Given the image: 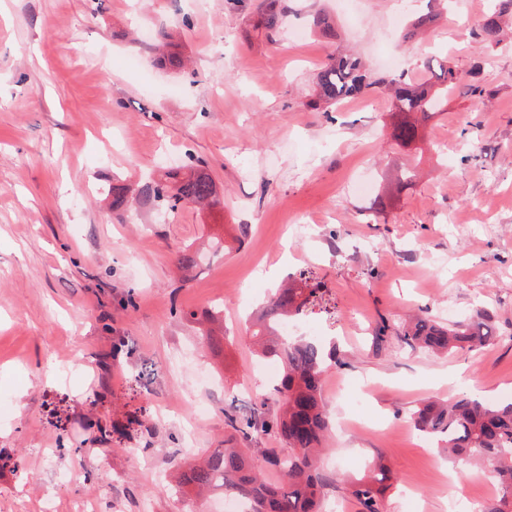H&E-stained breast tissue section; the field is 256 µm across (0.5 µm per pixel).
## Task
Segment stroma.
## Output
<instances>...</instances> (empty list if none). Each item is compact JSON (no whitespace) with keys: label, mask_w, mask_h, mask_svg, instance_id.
Wrapping results in <instances>:
<instances>
[{"label":"stroma","mask_w":512,"mask_h":512,"mask_svg":"<svg viewBox=\"0 0 512 512\" xmlns=\"http://www.w3.org/2000/svg\"><path fill=\"white\" fill-rule=\"evenodd\" d=\"M258 2L0 0V512H39L45 498L58 512L82 501L212 512L179 474L239 443L227 414L252 412L279 384L244 320L303 269L328 309L300 329L341 359L324 379L323 512H358L336 475L362 476L379 457L396 476L384 512H450L494 494L480 469L457 483L407 413L472 394L512 400V46L474 40L487 0H457L409 41L425 0H287L274 42L253 27ZM317 8L336 39L311 32ZM163 26L190 69L144 58L136 38ZM341 48L371 72L416 79L445 58L462 85L397 150L390 98L319 104L316 74ZM473 80L482 97L466 94ZM189 154L223 207L116 218L113 181L139 184ZM406 165L419 181L373 210ZM238 224L250 227L239 243ZM186 248L203 261L184 267ZM214 306L235 334L217 351L197 321ZM424 310L444 323L484 311L497 335L475 351L412 349L397 330ZM146 365L157 373L143 386ZM98 420L117 434L97 438Z\"/></svg>","instance_id":"obj_1"}]
</instances>
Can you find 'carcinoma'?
Instances as JSON below:
<instances>
[{
    "instance_id": "cac0c4a2",
    "label": "carcinoma",
    "mask_w": 512,
    "mask_h": 512,
    "mask_svg": "<svg viewBox=\"0 0 512 512\" xmlns=\"http://www.w3.org/2000/svg\"><path fill=\"white\" fill-rule=\"evenodd\" d=\"M512 15V0H491L489 13L477 22L474 36L487 49L501 47L506 39L503 18ZM286 16L284 0H262L256 27L269 40L282 27ZM429 10L412 17L406 38L426 31L436 20ZM311 26L323 36L336 38L331 18L312 15ZM172 36L160 30L147 46L152 58L164 61L173 70L184 67V57L172 51ZM428 79L420 82L403 77H376L361 60L348 54L332 58V63L316 76L318 99L332 108L370 89L387 91L393 100L394 122L389 133L392 145L407 148L421 139V126L448 101V91L459 85L457 70L448 61L432 58L423 63ZM112 211L121 214L134 204L164 211L173 217L187 204L201 208L221 205L223 197L202 162L188 156L176 169H163L136 189L114 183ZM301 273L290 276L270 297L250 325L251 336L260 342L264 356L278 359L283 368L280 385L274 389L276 411L272 423L288 446V454L269 448L255 457L248 448H219L202 466H190L181 474V485L198 494L211 486L240 500L247 512H319L326 480L320 472V454L328 428L322 393L327 361L336 362V350L324 351L321 344L302 336H283L279 324L313 309L321 284ZM407 345L431 353L473 350L493 338L487 316L442 323L429 316L417 318L399 331ZM409 421L419 432L444 440L445 456L457 467L478 465L487 469L498 487V496L480 506L479 512H512V402L492 405L477 398L461 397L450 402L429 401L409 413ZM271 466L279 480H267L264 468ZM349 483L359 512H382V500L393 486L395 476L382 462L360 478L342 476Z\"/></svg>"
}]
</instances>
